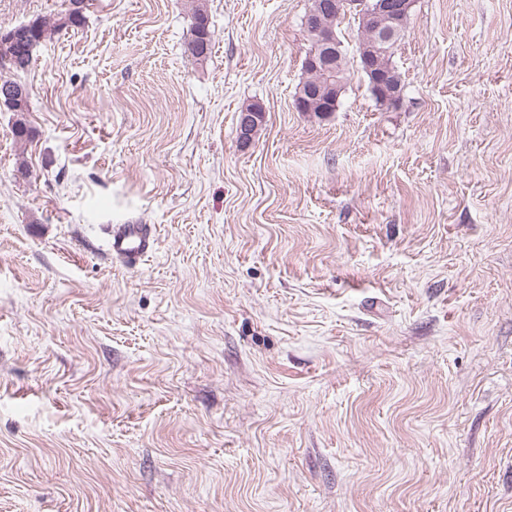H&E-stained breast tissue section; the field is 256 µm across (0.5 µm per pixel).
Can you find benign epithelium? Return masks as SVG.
<instances>
[{"label": "benign epithelium", "instance_id": "1", "mask_svg": "<svg viewBox=\"0 0 512 512\" xmlns=\"http://www.w3.org/2000/svg\"><path fill=\"white\" fill-rule=\"evenodd\" d=\"M416 0H311L302 26L310 37L303 63L305 78L298 85L294 104L299 112L327 116L336 111L344 85L341 60L344 42L338 34L342 22L354 17L358 37L354 57L370 79L379 103L395 107L403 100L405 85L393 63L394 46ZM265 109L257 101L241 108L239 141L249 145L264 121Z\"/></svg>", "mask_w": 512, "mask_h": 512}]
</instances>
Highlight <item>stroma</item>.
Wrapping results in <instances>:
<instances>
[{
  "label": "stroma",
  "instance_id": "stroma-1",
  "mask_svg": "<svg viewBox=\"0 0 512 512\" xmlns=\"http://www.w3.org/2000/svg\"><path fill=\"white\" fill-rule=\"evenodd\" d=\"M186 3L97 0L9 74L0 512H512V0H417L401 103L353 66L326 117L310 0H207L202 62ZM240 112L239 141L242 146H247L264 121L265 109L260 102L254 101L244 105ZM158 241L145 224H111L108 251L112 258L134 267L157 250Z\"/></svg>",
  "mask_w": 512,
  "mask_h": 512
}]
</instances>
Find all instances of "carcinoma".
<instances>
[{
	"label": "carcinoma",
	"instance_id": "1",
	"mask_svg": "<svg viewBox=\"0 0 512 512\" xmlns=\"http://www.w3.org/2000/svg\"><path fill=\"white\" fill-rule=\"evenodd\" d=\"M79 2L81 7L77 11L67 10L50 20L37 17L31 20L27 27L18 25L1 33L0 68L18 70V67L12 64L14 60L20 64L31 65L36 60V50L43 41L69 28L81 26L85 20L84 11L87 9V3L86 0H79ZM188 10L191 15V27L187 50L193 56H206L211 51L212 45L206 0H188ZM30 108L29 103L8 108V111L16 113L17 119L13 131L15 137L20 140H28L32 136L31 127L24 118V113L30 111Z\"/></svg>",
	"mask_w": 512,
	"mask_h": 512
}]
</instances>
